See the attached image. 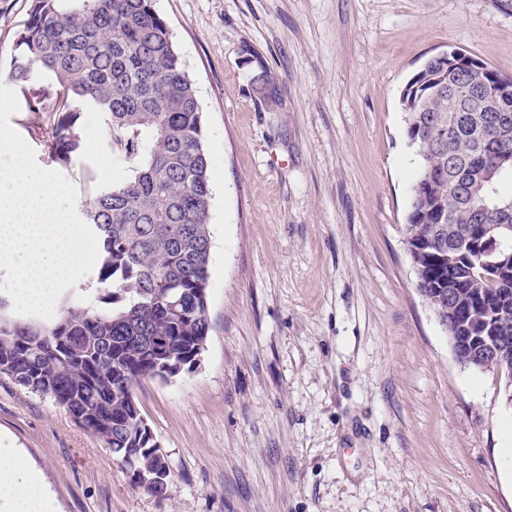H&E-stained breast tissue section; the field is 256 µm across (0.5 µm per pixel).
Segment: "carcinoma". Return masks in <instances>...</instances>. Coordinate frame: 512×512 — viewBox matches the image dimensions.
Segmentation results:
<instances>
[{
    "mask_svg": "<svg viewBox=\"0 0 512 512\" xmlns=\"http://www.w3.org/2000/svg\"><path fill=\"white\" fill-rule=\"evenodd\" d=\"M4 78L28 109L42 115L49 156L68 163L79 148L80 113L107 116L129 174L102 188L84 221L99 257L82 288L44 322L18 317L0 296V374L50 398L101 437L131 482L157 497L169 468L153 451L151 428L133 388L142 377L169 380L198 365L209 324L210 160L202 112L167 21L153 0H31ZM494 108L483 112L463 90L429 96L448 80L441 64L420 67L402 98L408 145L418 173L404 224L416 289L446 334L471 332L476 305L496 313L512 272L481 264L512 250V75L483 67ZM261 97L277 111L276 82L261 70ZM454 111L456 136L441 151L430 125ZM455 297L448 299V289ZM508 316L491 332L512 366V294Z\"/></svg>",
    "mask_w": 512,
    "mask_h": 512,
    "instance_id": "carcinoma-1",
    "label": "carcinoma"
}]
</instances>
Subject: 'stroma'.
I'll use <instances>...</instances> for the list:
<instances>
[{
    "label": "stroma",
    "instance_id": "stroma-1",
    "mask_svg": "<svg viewBox=\"0 0 512 512\" xmlns=\"http://www.w3.org/2000/svg\"><path fill=\"white\" fill-rule=\"evenodd\" d=\"M30 0H0V71ZM193 81L211 159L209 334L198 366L134 395L169 469L130 481L104 440L0 374V452L56 512H512V403L461 366L406 254L418 164L401 95L458 50L512 74V0H154ZM281 105L259 102L252 55ZM77 209L128 173L102 113L53 161Z\"/></svg>",
    "mask_w": 512,
    "mask_h": 512
}]
</instances>
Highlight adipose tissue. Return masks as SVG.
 I'll return each instance as SVG.
<instances>
[{
    "mask_svg": "<svg viewBox=\"0 0 512 512\" xmlns=\"http://www.w3.org/2000/svg\"><path fill=\"white\" fill-rule=\"evenodd\" d=\"M0 504L7 512H54L39 477L20 471L13 456L0 454Z\"/></svg>",
    "mask_w": 512,
    "mask_h": 512,
    "instance_id": "ef3b65f1",
    "label": "adipose tissue"
}]
</instances>
